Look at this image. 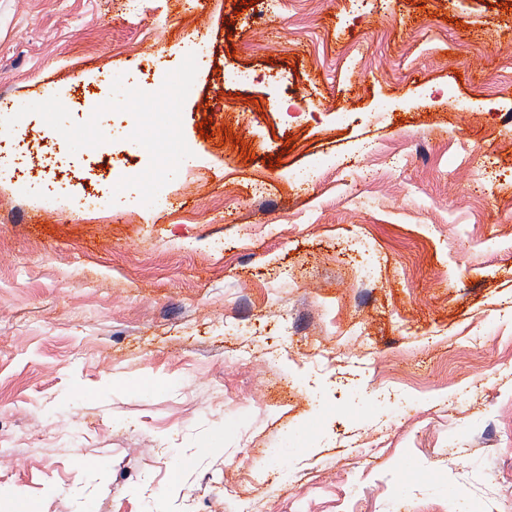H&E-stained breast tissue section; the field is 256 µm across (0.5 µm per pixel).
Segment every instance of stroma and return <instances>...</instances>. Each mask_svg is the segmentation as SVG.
Instances as JSON below:
<instances>
[{
    "label": "stroma",
    "instance_id": "obj_1",
    "mask_svg": "<svg viewBox=\"0 0 512 512\" xmlns=\"http://www.w3.org/2000/svg\"><path fill=\"white\" fill-rule=\"evenodd\" d=\"M0 129L130 157L0 170V512H512V0H0ZM45 168L48 170V176L39 184L44 188L45 194H67L70 195L74 207L77 209H86L91 205L99 204L102 196L99 195L103 188L98 187L92 191L86 189L77 190L70 182H63L57 179L56 170L65 166H70L69 159L56 148H50L45 155Z\"/></svg>",
    "mask_w": 512,
    "mask_h": 512
}]
</instances>
